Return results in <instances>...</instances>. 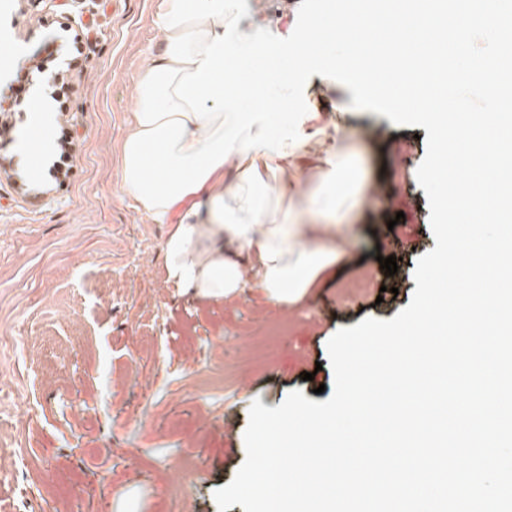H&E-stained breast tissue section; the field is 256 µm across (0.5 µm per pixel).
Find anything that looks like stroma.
I'll use <instances>...</instances> for the list:
<instances>
[{"mask_svg":"<svg viewBox=\"0 0 512 512\" xmlns=\"http://www.w3.org/2000/svg\"><path fill=\"white\" fill-rule=\"evenodd\" d=\"M162 2L0 0V91L13 110L0 133V512H218L215 491L246 459L253 401L328 400L329 339L407 307L436 245L416 178L426 129L352 108L346 87L315 75L307 109L338 135L308 149L324 156L343 140L368 186L344 253L292 304L165 284L168 226L186 206L154 223L118 177L133 84L162 46ZM247 5L246 28L294 30L297 0ZM36 100L51 145L34 167L18 137ZM392 208L405 227L385 225ZM396 236L389 276L377 247Z\"/></svg>","mask_w":512,"mask_h":512,"instance_id":"35a3bbf8","label":"stroma"}]
</instances>
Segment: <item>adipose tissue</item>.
Instances as JSON below:
<instances>
[{"mask_svg":"<svg viewBox=\"0 0 512 512\" xmlns=\"http://www.w3.org/2000/svg\"><path fill=\"white\" fill-rule=\"evenodd\" d=\"M194 63L171 60L166 52L148 59L134 84L133 131L148 130L173 118L185 120L180 144L189 153L206 133L188 104L174 89L183 74L197 71ZM305 144L276 156L268 150L230 153L201 188L200 200L169 224V209L150 210L153 222L168 224L164 280L205 298L226 297L257 288L275 303H290L304 295L318 273L342 254L345 241L334 249L312 248L319 219L348 214L363 187L359 168L332 151L321 159L316 187L289 185L288 174L301 163Z\"/></svg>","mask_w":512,"mask_h":512,"instance_id":"adipose-tissue-1","label":"adipose tissue"}]
</instances>
